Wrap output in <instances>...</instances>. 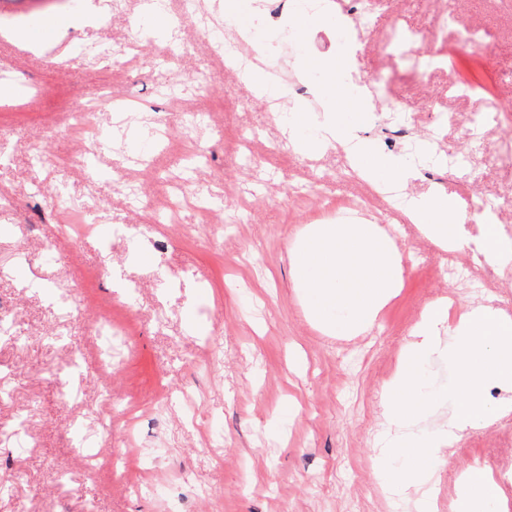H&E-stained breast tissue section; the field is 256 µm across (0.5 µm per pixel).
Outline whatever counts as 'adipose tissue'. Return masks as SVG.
Instances as JSON below:
<instances>
[{
  "mask_svg": "<svg viewBox=\"0 0 512 512\" xmlns=\"http://www.w3.org/2000/svg\"><path fill=\"white\" fill-rule=\"evenodd\" d=\"M448 308L442 297L423 309L382 393L384 412L397 432L378 450L374 465L390 495L419 491V512H436L429 490L433 469L447 463L461 435L512 414V316L480 300L469 301L454 319ZM436 357L446 359L451 371L443 386L429 383L424 373ZM490 385L507 390V398L488 403L484 390ZM443 404L448 415L433 430L406 433V426ZM451 510L512 512L494 476L474 466L467 469Z\"/></svg>",
  "mask_w": 512,
  "mask_h": 512,
  "instance_id": "1",
  "label": "adipose tissue"
}]
</instances>
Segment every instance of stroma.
<instances>
[{"instance_id":"stroma-1","label":"stroma","mask_w":512,"mask_h":512,"mask_svg":"<svg viewBox=\"0 0 512 512\" xmlns=\"http://www.w3.org/2000/svg\"><path fill=\"white\" fill-rule=\"evenodd\" d=\"M145 2L123 0L84 23L76 7L0 0V82L18 85L16 98L0 100V294L9 299L0 312L18 330L0 336L9 389L0 432L20 427L23 442H0V483L26 474L0 512H416L415 494L389 498L374 468L394 433L381 395L422 308L445 296L460 309L468 295L441 277L438 246L346 176L338 148L294 152L278 118L301 98L275 105L255 95L205 33L223 26L224 0H200L194 14L168 0L167 38L146 35ZM31 19L64 27L38 37L35 50L5 37ZM348 39L358 47L352 77L374 92L356 129L384 154L411 157L409 140L389 134L392 108L413 138L470 149L461 82L487 87L479 150L491 163L420 169L407 192L455 194L473 234L480 200L498 199L501 227L512 228V111L500 107L512 99V0H342L316 20L276 14L247 51L257 68L286 74L303 50L335 51ZM102 46L112 58L96 57ZM188 75L195 81L179 96L162 94ZM304 84L301 100L315 103L316 79ZM94 100L89 123L109 139L89 154L69 125ZM197 141L211 149L192 183L211 201L209 217L185 206L177 223H163ZM41 148L52 166L32 164ZM81 154L85 164H75ZM327 193L361 198L401 239V292L352 339L308 321L292 281L291 241L324 221ZM83 221L92 230L71 247L59 226ZM127 312L135 328L123 363L100 378L91 326ZM74 349L82 368L70 363ZM107 400L112 431L99 451L125 447L134 430L150 475L82 467V440L97 432ZM475 463L502 471L512 500V416L455 443L435 475L437 512H450L460 474Z\"/></svg>"}]
</instances>
